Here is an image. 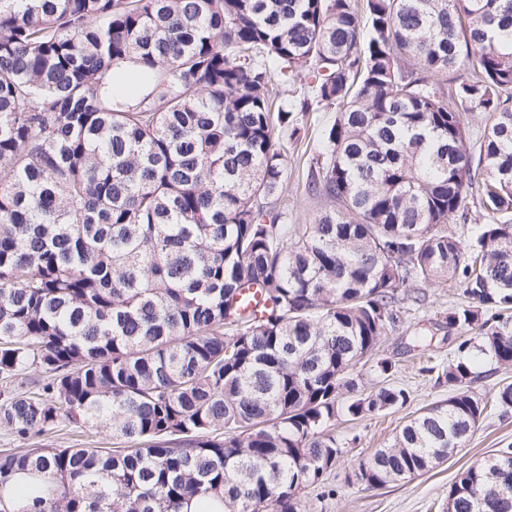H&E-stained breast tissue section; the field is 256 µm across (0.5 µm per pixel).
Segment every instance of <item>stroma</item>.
Returning a JSON list of instances; mask_svg holds the SVG:
<instances>
[{
    "label": "stroma",
    "instance_id": "1",
    "mask_svg": "<svg viewBox=\"0 0 512 512\" xmlns=\"http://www.w3.org/2000/svg\"><path fill=\"white\" fill-rule=\"evenodd\" d=\"M335 118V109L317 108L304 118L305 139L296 143L285 134L279 138L288 156L279 205L287 211L289 223L308 224L321 208L320 201L307 192V178L313 160L322 150L321 130ZM427 293L428 305L407 313L399 328L384 338L379 350L380 357L395 363L391 382L409 391V404L383 417L337 425L336 436L346 448L328 480L334 493L328 496L320 488L307 489V512H439L460 467L485 458L494 449L512 445V409L497 410L480 424L457 455L428 473L381 488H369L354 480L351 459L368 456L387 443L414 412L448 398L447 383L437 381L428 368L448 360L452 344L438 327L459 296L457 289L445 285L428 287ZM423 326L437 328L434 343L428 350L412 348L411 333Z\"/></svg>",
    "mask_w": 512,
    "mask_h": 512
}]
</instances>
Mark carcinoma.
<instances>
[{"label": "carcinoma", "mask_w": 512, "mask_h": 512, "mask_svg": "<svg viewBox=\"0 0 512 512\" xmlns=\"http://www.w3.org/2000/svg\"><path fill=\"white\" fill-rule=\"evenodd\" d=\"M0 0V430L119 447L22 448L49 509L306 512L344 454L330 432L406 406L377 357L426 294L448 401L358 461L380 488L447 461L512 383V0ZM152 90L128 105L112 72ZM303 97L273 108L278 83ZM337 108L304 227L276 196L275 132ZM486 121L473 139L470 122ZM486 218L469 243L448 228ZM383 385L371 386L361 360ZM442 512H512V448L460 468Z\"/></svg>", "instance_id": "obj_1"}]
</instances>
